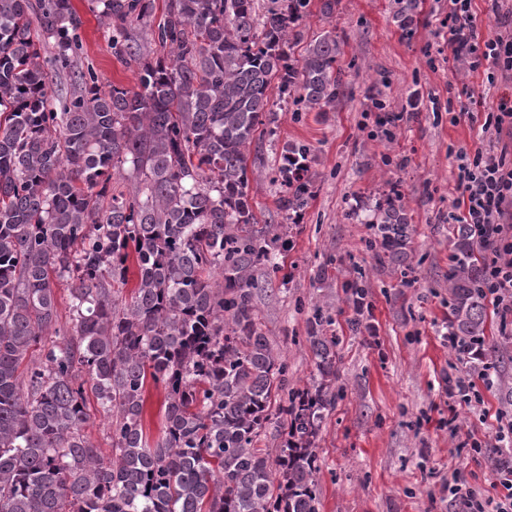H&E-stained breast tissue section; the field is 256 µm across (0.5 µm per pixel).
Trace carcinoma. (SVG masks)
Listing matches in <instances>:
<instances>
[{
	"label": "carcinoma",
	"instance_id": "cac0c4a2",
	"mask_svg": "<svg viewBox=\"0 0 512 512\" xmlns=\"http://www.w3.org/2000/svg\"><path fill=\"white\" fill-rule=\"evenodd\" d=\"M97 5L112 53L138 68L135 91L106 93L74 65L71 0H39L35 14L0 0V512H319L337 342L315 312L317 374L271 412L285 364L256 324L253 272L273 241L249 199L247 150L274 134L277 105L336 101L340 42L327 31L292 57L310 0H165L146 51L133 29L151 0ZM272 181L282 209L306 207L310 179L284 163ZM376 224L385 257L406 266L399 193ZM450 232L448 335L466 357L485 347L487 248L466 224ZM150 382L165 392L154 442ZM91 397L118 414L107 461L82 432ZM274 416L287 438L272 464L255 443Z\"/></svg>",
	"mask_w": 512,
	"mask_h": 512
}]
</instances>
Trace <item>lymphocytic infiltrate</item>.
Here are the masks:
<instances>
[{
  "mask_svg": "<svg viewBox=\"0 0 512 512\" xmlns=\"http://www.w3.org/2000/svg\"><path fill=\"white\" fill-rule=\"evenodd\" d=\"M448 53L468 59L483 80L494 83L497 73H512V33L481 38L474 0H448ZM452 206L457 223L469 225L480 244L491 246L486 269L485 297L502 326H512V166L493 149L480 148L461 156ZM502 489L498 497L452 485L461 512H512V465L496 471Z\"/></svg>",
  "mask_w": 512,
  "mask_h": 512,
  "instance_id": "lymphocytic-infiltrate-1",
  "label": "lymphocytic infiltrate"
}]
</instances>
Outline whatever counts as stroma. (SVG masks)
Listing matches in <instances>:
<instances>
[{
    "label": "stroma",
    "instance_id": "stroma-1",
    "mask_svg": "<svg viewBox=\"0 0 512 512\" xmlns=\"http://www.w3.org/2000/svg\"><path fill=\"white\" fill-rule=\"evenodd\" d=\"M410 1L411 23L403 27L396 15ZM72 4L82 21L78 65L97 71L102 90L135 87L137 74L113 55L92 0ZM320 7L311 0L302 39L332 29L343 40L339 96L324 112L279 109L275 136L248 151L251 202L271 227L280 267L254 273L258 325L287 365V392L309 386L316 371L307 340L314 310L338 339L336 405L317 448L320 512H458L443 489L454 474L490 495L496 468L512 462V445L496 440L493 420L448 405V381L458 376L475 379L492 412L504 407L501 384H512V341L497 316L486 322L487 342L500 349L489 379L448 343L458 156L480 148L485 121L459 92L467 86L495 100L512 95V81L483 84L469 62L449 59L448 0H338L329 16ZM379 100L384 109H376ZM289 143L312 149L314 192L297 215L281 209L271 180ZM393 188L411 226L414 273L406 283L367 247L374 236L368 219ZM358 281L372 309L355 331L351 288ZM475 438L485 443L476 457L467 450Z\"/></svg>",
    "mask_w": 512,
    "mask_h": 512
}]
</instances>
